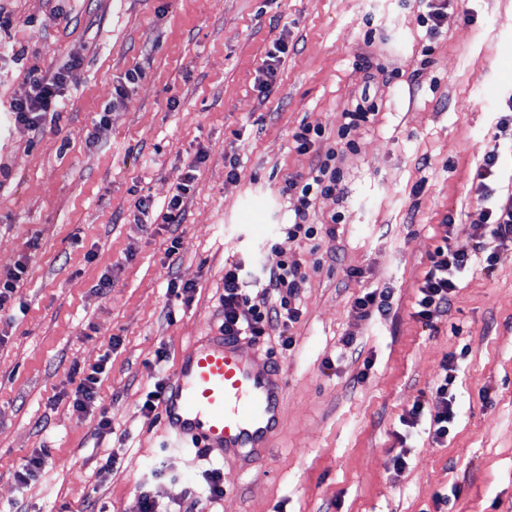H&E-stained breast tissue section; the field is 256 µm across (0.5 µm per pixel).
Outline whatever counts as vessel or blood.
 Returning a JSON list of instances; mask_svg holds the SVG:
<instances>
[{
  "instance_id": "obj_1",
  "label": "vessel or blood",
  "mask_w": 512,
  "mask_h": 512,
  "mask_svg": "<svg viewBox=\"0 0 512 512\" xmlns=\"http://www.w3.org/2000/svg\"><path fill=\"white\" fill-rule=\"evenodd\" d=\"M283 393L278 367L258 370L240 339L216 333L182 356L167 383L161 410L171 447L256 463L277 434Z\"/></svg>"
}]
</instances>
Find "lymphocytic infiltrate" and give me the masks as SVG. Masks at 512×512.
Returning <instances> with one entry per match:
<instances>
[{
  "label": "lymphocytic infiltrate",
  "instance_id": "obj_1",
  "mask_svg": "<svg viewBox=\"0 0 512 512\" xmlns=\"http://www.w3.org/2000/svg\"><path fill=\"white\" fill-rule=\"evenodd\" d=\"M30 97L18 103L14 109L17 122L38 129L41 113L57 107L62 87L67 81L64 73L47 76L31 73ZM299 151L311 153L314 158L313 175L305 179L289 177L284 190L296 194L299 205L295 210L293 224L288 225L290 238H313L314 225L308 224V209L316 194H333L340 183V174L334 166V151H322L323 132L309 126H302L293 135ZM431 266L419 289L415 303V315L421 320H429L434 315L446 312L458 288V280L469 264L467 254L459 253L442 245L436 247L430 257ZM306 282V276L295 261L280 260L275 267L251 271L241 264L233 263L224 270V295L221 304L224 319L221 328L228 336H247L253 339L264 336L267 328L273 326L289 329L296 323L301 311L295 301ZM259 288L270 293L273 300L267 306L258 308L249 304L250 288ZM455 377L445 373L433 392L431 404L415 401L406 426H413L418 417L429 416L430 431L434 437H447L456 412L453 393Z\"/></svg>",
  "mask_w": 512,
  "mask_h": 512
}]
</instances>
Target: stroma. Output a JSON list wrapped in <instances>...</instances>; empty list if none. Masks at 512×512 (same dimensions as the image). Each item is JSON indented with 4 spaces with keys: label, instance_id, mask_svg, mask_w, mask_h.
<instances>
[{
    "label": "stroma",
    "instance_id": "obj_1",
    "mask_svg": "<svg viewBox=\"0 0 512 512\" xmlns=\"http://www.w3.org/2000/svg\"><path fill=\"white\" fill-rule=\"evenodd\" d=\"M426 10L424 0H0V278L27 266L26 311L0 322V512H141L146 494L161 512H185L215 468L224 494L204 512H512V244L490 271L474 252L487 206L512 203V136L497 128L512 99V0H448L435 35L418 21ZM280 39L288 50L265 89ZM69 65L57 111L36 131L15 122L29 72ZM133 69L142 76L126 84ZM367 102L368 121L345 126ZM303 125L323 130L341 182L309 211L315 239L298 242L284 229L296 200L281 189L311 170L292 138ZM490 154L485 203L474 174ZM191 166L180 223H158ZM141 198L153 214L137 211ZM444 242L471 268L448 311L425 323L417 292ZM285 257L306 274L294 346L273 335L241 344L284 372L269 453L249 470L203 448L170 453L147 392L218 330L225 265ZM173 278L194 286L191 300L168 292ZM368 288L392 289L388 313H358ZM102 361L112 431L99 436L97 412L78 415L72 399L81 371ZM447 363L456 419L438 440L428 419H401ZM42 448L48 465L19 484L15 470Z\"/></svg>",
    "mask_w": 512,
    "mask_h": 512
}]
</instances>
